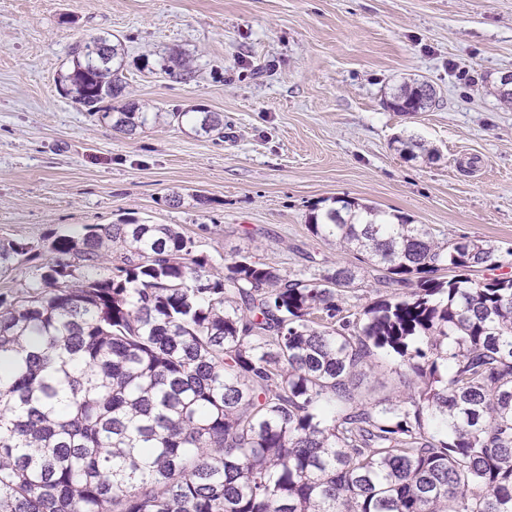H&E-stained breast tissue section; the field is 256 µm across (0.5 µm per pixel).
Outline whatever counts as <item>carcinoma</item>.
Masks as SVG:
<instances>
[{
  "instance_id": "1",
  "label": "carcinoma",
  "mask_w": 512,
  "mask_h": 512,
  "mask_svg": "<svg viewBox=\"0 0 512 512\" xmlns=\"http://www.w3.org/2000/svg\"><path fill=\"white\" fill-rule=\"evenodd\" d=\"M62 94L132 136L119 45L76 42ZM162 71L194 78L171 56ZM426 82L387 108L438 105ZM198 130L224 137L205 113ZM308 230L357 254L311 280L251 254L224 273L172 224L55 236L0 294V512H512V277L498 248L349 198ZM29 247L0 241V273ZM405 287L353 312L360 272ZM397 363L408 392L350 382Z\"/></svg>"
}]
</instances>
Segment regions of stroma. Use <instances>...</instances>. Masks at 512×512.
<instances>
[{"mask_svg":"<svg viewBox=\"0 0 512 512\" xmlns=\"http://www.w3.org/2000/svg\"><path fill=\"white\" fill-rule=\"evenodd\" d=\"M107 34L125 50L126 100L154 114L132 137L56 85L71 46ZM173 52L191 82L162 72ZM507 71L512 0H0V239L33 253L0 293L39 281L54 233L128 218L177 225L216 269L247 252L309 280L355 261L307 227L337 197L512 250V107L492 86ZM413 79L438 106L386 108ZM176 110L221 113L223 137ZM399 136L435 159L400 153ZM359 389L407 386L381 359Z\"/></svg>","mask_w":512,"mask_h":512,"instance_id":"35a3bbf8","label":"stroma"}]
</instances>
